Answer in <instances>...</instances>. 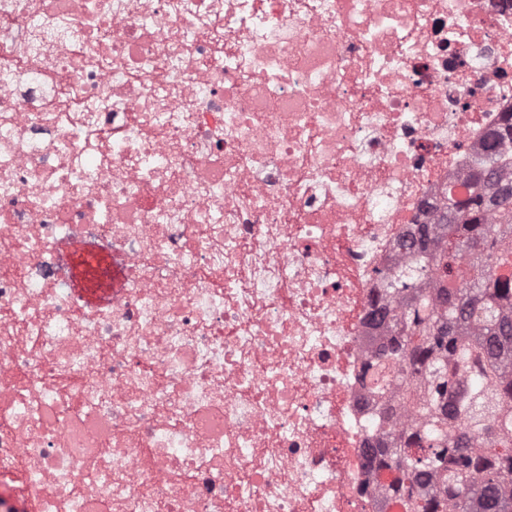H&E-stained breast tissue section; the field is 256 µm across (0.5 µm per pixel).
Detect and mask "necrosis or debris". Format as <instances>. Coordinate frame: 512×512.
<instances>
[{
	"label": "necrosis or debris",
	"instance_id": "4bbe7bcc",
	"mask_svg": "<svg viewBox=\"0 0 512 512\" xmlns=\"http://www.w3.org/2000/svg\"><path fill=\"white\" fill-rule=\"evenodd\" d=\"M509 118L512 0H0V512H402L371 290ZM101 265L106 272L105 276L96 283L83 282L76 274L78 294L90 307H96L102 304L112 302V297L119 288L121 274L119 268L107 256H101ZM80 281H79V280Z\"/></svg>",
	"mask_w": 512,
	"mask_h": 512
}]
</instances>
